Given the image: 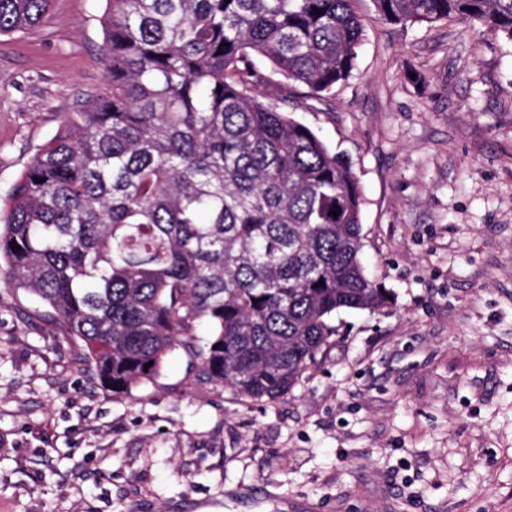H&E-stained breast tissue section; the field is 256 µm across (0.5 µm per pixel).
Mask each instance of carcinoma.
<instances>
[{
    "mask_svg": "<svg viewBox=\"0 0 512 512\" xmlns=\"http://www.w3.org/2000/svg\"><path fill=\"white\" fill-rule=\"evenodd\" d=\"M106 2L112 92L85 97L16 181L5 279L116 396L181 348L235 395L275 401L330 347L336 312L393 304L361 261L350 165L260 91V61L314 95L347 79L356 0ZM374 2L389 23L477 22L512 42V0ZM50 3L0 0V36Z\"/></svg>",
    "mask_w": 512,
    "mask_h": 512,
    "instance_id": "cac0c4a2",
    "label": "carcinoma"
}]
</instances>
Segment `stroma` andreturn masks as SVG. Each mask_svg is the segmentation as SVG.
<instances>
[{
	"label": "stroma",
	"mask_w": 512,
	"mask_h": 512,
	"mask_svg": "<svg viewBox=\"0 0 512 512\" xmlns=\"http://www.w3.org/2000/svg\"><path fill=\"white\" fill-rule=\"evenodd\" d=\"M106 0H52L0 36V215L29 160L104 91ZM357 67L322 100L265 92L348 160L362 259L390 289L274 402L175 350L116 397L0 280V512H512V43L402 27L357 0Z\"/></svg>",
	"instance_id": "obj_1"
}]
</instances>
